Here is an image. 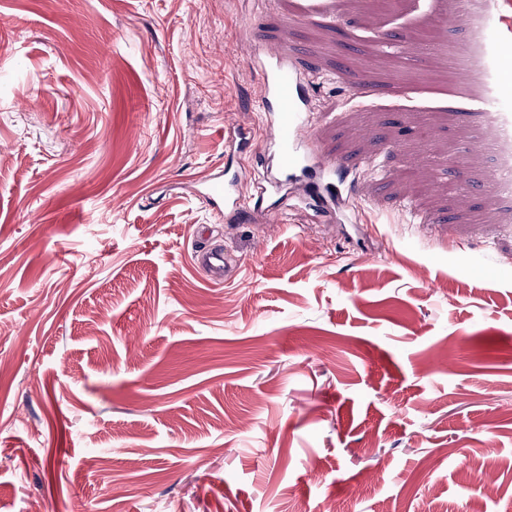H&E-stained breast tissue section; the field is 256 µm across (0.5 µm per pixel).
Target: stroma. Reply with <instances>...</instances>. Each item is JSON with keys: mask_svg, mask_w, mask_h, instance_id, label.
I'll use <instances>...</instances> for the list:
<instances>
[{"mask_svg": "<svg viewBox=\"0 0 512 512\" xmlns=\"http://www.w3.org/2000/svg\"><path fill=\"white\" fill-rule=\"evenodd\" d=\"M438 7L0 0V512H512V206L470 138L512 55L484 96L456 31L403 51ZM242 35L308 67L351 205L198 203L268 134ZM198 258L215 279L224 277V270L229 266V257L221 247H211L199 251Z\"/></svg>", "mask_w": 512, "mask_h": 512, "instance_id": "1", "label": "stroma"}]
</instances>
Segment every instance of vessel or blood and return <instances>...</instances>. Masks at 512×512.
Wrapping results in <instances>:
<instances>
[{
    "label": "vessel or blood",
    "instance_id": "vessel-or-blood-1",
    "mask_svg": "<svg viewBox=\"0 0 512 512\" xmlns=\"http://www.w3.org/2000/svg\"><path fill=\"white\" fill-rule=\"evenodd\" d=\"M247 62L262 74L261 110L271 131L274 151L271 161L284 179L313 176L314 189L334 194L350 191V167L326 157L313 138L314 111L306 92V76L283 44L239 39ZM242 173L226 168L223 174L209 178L198 192L199 202L223 209L228 215L246 213L250 203L264 201L272 193L273 182L256 184L245 193ZM198 258L210 274L223 278L229 257L223 248L200 250Z\"/></svg>",
    "mask_w": 512,
    "mask_h": 512
}]
</instances>
